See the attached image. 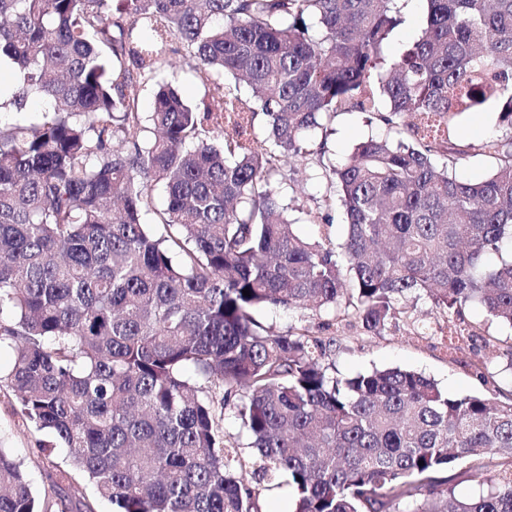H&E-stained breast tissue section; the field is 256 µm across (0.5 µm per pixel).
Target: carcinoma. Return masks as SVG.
Wrapping results in <instances>:
<instances>
[{"mask_svg":"<svg viewBox=\"0 0 512 512\" xmlns=\"http://www.w3.org/2000/svg\"><path fill=\"white\" fill-rule=\"evenodd\" d=\"M426 5L389 62L396 0H0L7 105H44L0 123V344L21 414L69 451L54 492L78 472L117 512H261V485L284 474L291 512H512V399L400 368L341 377L335 333L255 318L341 311L380 335L425 295L512 326V260L487 264L512 243V150L481 140L499 165L478 182L439 161L464 114L512 130V0ZM174 54L251 96L216 83L188 104L163 77ZM353 111L400 138L330 169L346 235L309 241L281 170ZM158 183L156 237L142 215ZM228 413L247 447L225 443ZM460 462L478 495H456ZM37 508L0 451V512Z\"/></svg>","mask_w":512,"mask_h":512,"instance_id":"1","label":"carcinoma"}]
</instances>
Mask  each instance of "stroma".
Instances as JSON below:
<instances>
[{"label":"stroma","instance_id":"1","mask_svg":"<svg viewBox=\"0 0 512 512\" xmlns=\"http://www.w3.org/2000/svg\"><path fill=\"white\" fill-rule=\"evenodd\" d=\"M402 24L394 31L385 54L396 58L404 46L417 39L426 16L425 0H399ZM390 129L373 114L340 112L307 137L311 156L308 162L285 166L281 180L282 192L294 210L296 232L307 239L330 234L341 240L345 234L342 209H327L324 198L329 192L326 169L349 156L354 145L371 136L388 135ZM512 140V131L499 124L495 113L484 114L480 120L462 119L448 142L450 172L465 181L489 176L497 167L496 156L475 151L474 143L484 138ZM331 225H324V218ZM415 313L423 321L421 330H413L406 318L393 320L383 335L363 334L359 327L335 322L333 313L324 311L301 319L298 313L268 307L256 318L274 331L308 326L320 333L322 324L334 322L336 350L331 359L344 374L375 368L400 367L434 379L449 394L464 396L481 392L476 373L486 368L494 380L495 397H512V361L506 348L512 344V327L493 321L478 304L465 307L461 316L448 317L438 313L428 298L414 299ZM465 323L479 333L476 341L457 337L454 326ZM44 433L25 420L18 411L13 391L0 384V451L23 465L25 478L33 495L40 502L41 512H62L59 499L49 496L51 476L56 466L65 464L68 451L54 448L42 452Z\"/></svg>","mask_w":512,"mask_h":512}]
</instances>
